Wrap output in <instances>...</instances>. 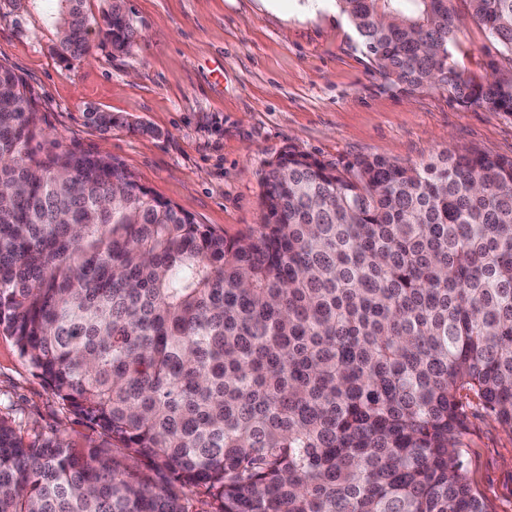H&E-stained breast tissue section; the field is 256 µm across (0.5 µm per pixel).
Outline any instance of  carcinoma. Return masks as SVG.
<instances>
[{
    "label": "carcinoma",
    "mask_w": 512,
    "mask_h": 512,
    "mask_svg": "<svg viewBox=\"0 0 512 512\" xmlns=\"http://www.w3.org/2000/svg\"><path fill=\"white\" fill-rule=\"evenodd\" d=\"M449 0H335L373 67L512 113V74L451 61ZM512 62V0H465ZM64 58L86 0H60ZM117 52L136 31L115 3ZM102 131L127 123L90 109ZM38 96L0 59V330L104 444L30 443L0 415V512H494L464 456L470 415L512 432V159L343 166L290 145L262 223L216 233L117 159L38 153Z\"/></svg>",
    "instance_id": "carcinoma-1"
}]
</instances>
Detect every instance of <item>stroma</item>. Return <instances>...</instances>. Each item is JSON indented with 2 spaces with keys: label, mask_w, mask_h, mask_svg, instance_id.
<instances>
[{
  "label": "stroma",
  "mask_w": 512,
  "mask_h": 512,
  "mask_svg": "<svg viewBox=\"0 0 512 512\" xmlns=\"http://www.w3.org/2000/svg\"><path fill=\"white\" fill-rule=\"evenodd\" d=\"M137 32L119 53L91 35L89 56L64 60L58 0H0V55L40 97L41 152L108 154L141 184L235 238L261 222V176L286 146L343 164L383 157L424 164L446 151L512 158V114L457 103L432 86L411 93L371 65L333 0H123ZM452 60L486 81L512 68L465 0ZM126 118L102 131L83 114ZM0 414L24 441L56 431L78 448L96 428L63 406L0 332ZM470 476L495 512H512V433L473 419Z\"/></svg>",
  "instance_id": "35a3bbf8"
}]
</instances>
